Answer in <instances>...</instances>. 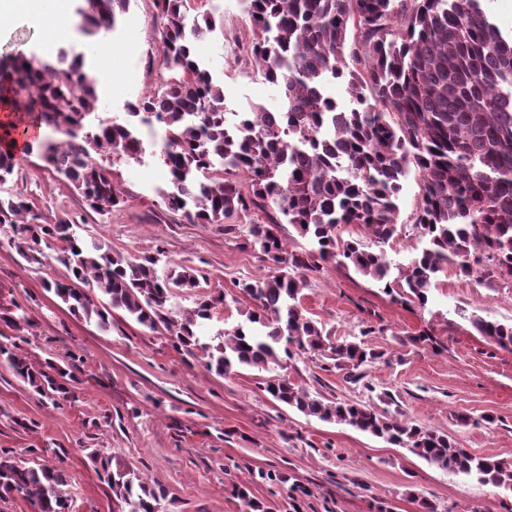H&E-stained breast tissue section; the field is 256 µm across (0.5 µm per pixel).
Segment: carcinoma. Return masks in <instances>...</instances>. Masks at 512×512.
<instances>
[{
  "label": "carcinoma",
  "instance_id": "cac0c4a2",
  "mask_svg": "<svg viewBox=\"0 0 512 512\" xmlns=\"http://www.w3.org/2000/svg\"><path fill=\"white\" fill-rule=\"evenodd\" d=\"M252 39L246 49L265 80L277 87L274 108L250 106L227 121L224 87L200 67L195 43L215 26L209 13L187 22V0H153L169 76L127 104V118L99 121L98 80L81 55L62 48L53 62L0 61V106L14 121L0 132V182L19 165L16 143L31 127L58 128L65 139L42 158L93 211L125 202L112 165L94 155L136 160L145 152L134 118L164 130L159 160L171 186L165 210L192 224H222L258 209L267 222L249 227L252 246L269 273L244 283L245 320L201 335L224 297L173 309L174 289L198 286L197 270L158 274L154 254L130 257L88 242L76 222H48L22 195L0 197V224L27 260H54L69 271L46 288L69 309L109 327L117 310L152 330L209 372L264 371L274 400L325 422L350 426L406 448L429 464L512 492V463L477 455L445 434L390 418L366 403L324 401L282 371L299 354L333 361L354 381L381 358L363 342L338 341L307 315V277L335 261L383 286L406 303L426 307L429 292L456 274L512 281V36H503L485 0H246ZM129 0H79V30L107 34ZM346 84L347 105L327 88ZM421 175L420 203L410 219L422 247L393 264L385 246L404 231L399 199L410 168ZM290 224L310 248L288 249L277 225ZM348 232V238L342 232ZM365 233L377 249L364 246ZM397 275H392V270ZM94 285L105 303L81 285ZM490 344L512 348V323L467 317ZM14 375L45 402L69 394L64 372L37 369L18 347L0 345ZM124 512H158L167 491L138 471L89 453ZM62 467L29 465L0 456V498L27 496L38 512H71Z\"/></svg>",
  "mask_w": 512,
  "mask_h": 512
}]
</instances>
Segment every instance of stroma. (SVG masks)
I'll list each match as a JSON object with an SVG mask.
<instances>
[{
    "mask_svg": "<svg viewBox=\"0 0 512 512\" xmlns=\"http://www.w3.org/2000/svg\"><path fill=\"white\" fill-rule=\"evenodd\" d=\"M188 10L216 19L195 54L223 83L229 108L273 104L275 87L244 58L252 38L245 0H189ZM110 37L116 80L102 95L101 119L124 117L127 104L160 76L151 0H130ZM88 42L77 31L45 42L24 18L0 25V58L52 61L62 47L86 53ZM140 132L148 142L141 158L113 165L126 203L110 213L86 207L36 152L22 157L0 195L23 194L49 220L74 219L86 238L123 255L160 253V273L195 267L200 285L176 291L175 307L190 309L199 297L224 294L211 325L232 327L250 305L240 285L268 272L248 234L265 216L240 218L228 231L162 215L168 176L150 144L161 129ZM66 275L54 261L25 262L0 230V345H20L35 366L51 364L72 378L71 397L53 407L0 360V455L63 466L73 512H121L86 455L90 448L165 487L161 512H251L253 502L273 512H421L424 499L439 512H512V492L438 470L382 439L280 405L261 390L257 370L210 373L166 331L119 311L108 330H99L45 288V281ZM301 304L336 339L365 342L382 357L363 367L354 383L344 370L300 355L286 370L291 382L331 400L372 405L447 433L471 452L512 462V350L488 344L467 320L475 314L511 323V283L452 273L422 309L395 301L372 279L332 262L309 277ZM16 316L27 317V324L13 326ZM424 329L436 346L412 343ZM487 414L493 423L484 422Z\"/></svg>",
    "mask_w": 512,
    "mask_h": 512,
    "instance_id": "1",
    "label": "stroma"
}]
</instances>
